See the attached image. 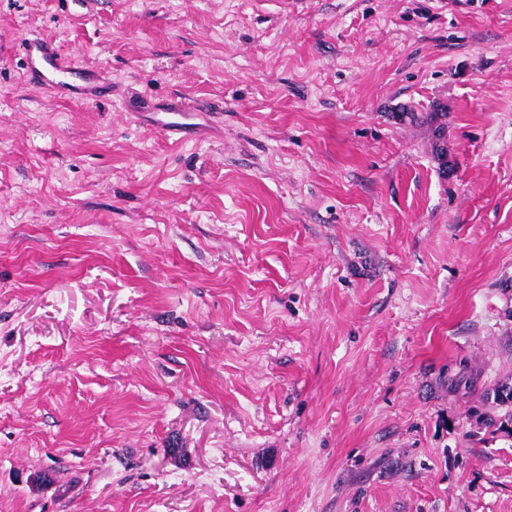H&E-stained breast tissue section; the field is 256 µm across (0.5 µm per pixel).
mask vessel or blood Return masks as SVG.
Listing matches in <instances>:
<instances>
[{
    "label": "vessel or blood",
    "instance_id": "obj_1",
    "mask_svg": "<svg viewBox=\"0 0 512 512\" xmlns=\"http://www.w3.org/2000/svg\"><path fill=\"white\" fill-rule=\"evenodd\" d=\"M26 54V78L42 88L48 89L55 98L67 100L78 98L90 102L100 99V82L103 71L98 67L77 66L64 55L56 43L46 40L23 42ZM192 108L185 101L174 100L168 104L157 126L168 136H178L180 141L191 139L194 125L191 123Z\"/></svg>",
    "mask_w": 512,
    "mask_h": 512
}]
</instances>
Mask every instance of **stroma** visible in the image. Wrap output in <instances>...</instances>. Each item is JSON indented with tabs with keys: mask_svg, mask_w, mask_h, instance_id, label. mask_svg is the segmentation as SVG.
<instances>
[{
	"mask_svg": "<svg viewBox=\"0 0 512 512\" xmlns=\"http://www.w3.org/2000/svg\"><path fill=\"white\" fill-rule=\"evenodd\" d=\"M24 37L112 94L0 54V512H512V0H0ZM175 97L224 112L174 144ZM27 58L25 76L48 89L55 98H78L97 103L104 71L99 67H78L64 55L56 43L46 40H27L21 44ZM76 95V96H75ZM485 396L487 401L492 397V403L504 410L497 418L483 417L486 429L492 435L499 432L512 434V387L501 385L492 390V395L487 392Z\"/></svg>",
	"mask_w": 512,
	"mask_h": 512,
	"instance_id": "1",
	"label": "stroma"
}]
</instances>
